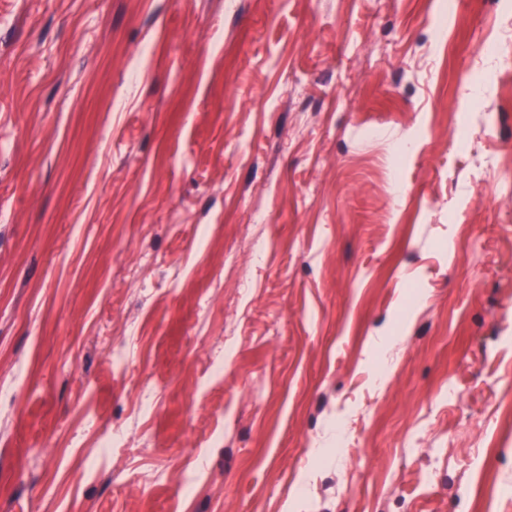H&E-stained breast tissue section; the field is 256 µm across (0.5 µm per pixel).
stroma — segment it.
I'll return each mask as SVG.
<instances>
[{
	"label": "stroma",
	"instance_id": "obj_1",
	"mask_svg": "<svg viewBox=\"0 0 512 512\" xmlns=\"http://www.w3.org/2000/svg\"><path fill=\"white\" fill-rule=\"evenodd\" d=\"M507 73L512 0H0V512H512Z\"/></svg>",
	"mask_w": 512,
	"mask_h": 512
}]
</instances>
